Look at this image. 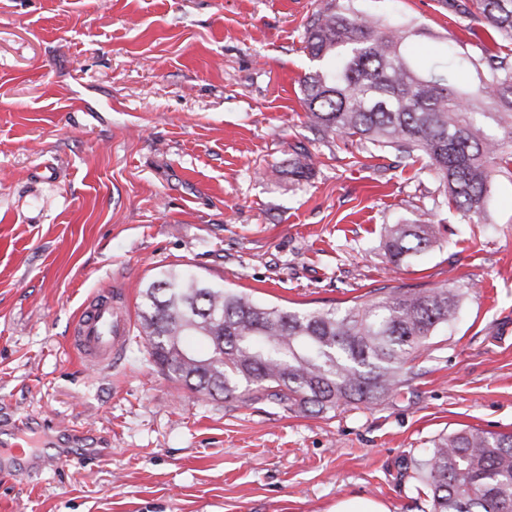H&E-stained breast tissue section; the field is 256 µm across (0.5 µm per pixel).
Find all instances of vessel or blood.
Here are the masks:
<instances>
[{
	"instance_id": "1",
	"label": "vessel or blood",
	"mask_w": 512,
	"mask_h": 512,
	"mask_svg": "<svg viewBox=\"0 0 512 512\" xmlns=\"http://www.w3.org/2000/svg\"><path fill=\"white\" fill-rule=\"evenodd\" d=\"M126 298V291L104 288L79 310L71 326L69 344L85 365L107 370L123 355L132 327ZM87 438V432L74 431L65 447L38 456L27 451L26 433L0 425V447L13 450L14 468L24 474L74 458L85 447Z\"/></svg>"
}]
</instances>
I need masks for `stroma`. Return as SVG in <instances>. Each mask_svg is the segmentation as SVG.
Masks as SVG:
<instances>
[{"mask_svg":"<svg viewBox=\"0 0 512 512\" xmlns=\"http://www.w3.org/2000/svg\"><path fill=\"white\" fill-rule=\"evenodd\" d=\"M467 0H350L416 30L420 57L503 51ZM322 0H0V416L86 429L112 454L0 469V512H332L362 498L424 512L403 475L468 426L512 432V173L483 214L449 209L425 157L358 164L306 122L302 36ZM313 159L307 178L291 170ZM439 242L393 267L383 225ZM192 271L289 309L373 288L454 286L455 324L394 399L315 416L204 398L141 340L112 369L69 328L99 289L132 310Z\"/></svg>","mask_w":512,"mask_h":512,"instance_id":"obj_1","label":"stroma"}]
</instances>
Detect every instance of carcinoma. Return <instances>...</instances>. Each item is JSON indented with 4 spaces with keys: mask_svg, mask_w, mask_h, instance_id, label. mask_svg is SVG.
<instances>
[{
    "mask_svg": "<svg viewBox=\"0 0 512 512\" xmlns=\"http://www.w3.org/2000/svg\"><path fill=\"white\" fill-rule=\"evenodd\" d=\"M472 4L512 40V0ZM412 36L325 0L304 26L313 62L300 81L307 122L324 138L355 140L366 159L425 155L448 206L478 217L497 170L512 163L491 130L512 138V52L469 58L479 79L471 92L457 85L461 64L411 60ZM436 240L434 224H390L382 235L394 266ZM140 297L137 337L176 382L211 398L319 415L397 395L412 362L457 319L464 292L395 286L344 307L288 310L172 268ZM410 478L428 512H512V433L456 429L432 441Z\"/></svg>",
    "mask_w": 512,
    "mask_h": 512,
    "instance_id": "obj_1",
    "label": "carcinoma"
}]
</instances>
